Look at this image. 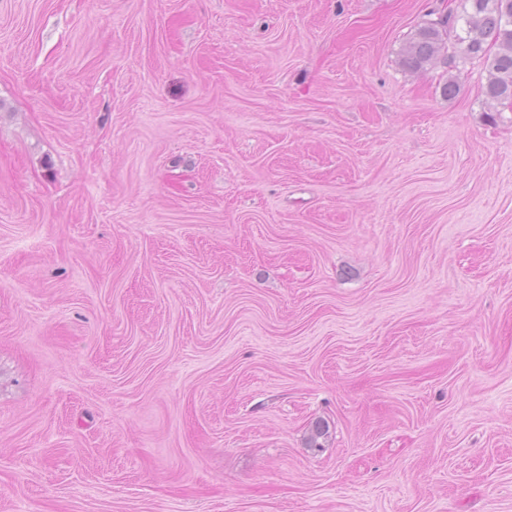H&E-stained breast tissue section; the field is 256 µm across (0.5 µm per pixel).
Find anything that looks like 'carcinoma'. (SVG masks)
<instances>
[{
    "label": "carcinoma",
    "mask_w": 512,
    "mask_h": 512,
    "mask_svg": "<svg viewBox=\"0 0 512 512\" xmlns=\"http://www.w3.org/2000/svg\"><path fill=\"white\" fill-rule=\"evenodd\" d=\"M471 9L448 13L420 25L400 52L402 66L419 70L437 59L453 62L455 52L487 63L485 96L512 100V0H469Z\"/></svg>",
    "instance_id": "carcinoma-1"
}]
</instances>
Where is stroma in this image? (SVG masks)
Listing matches in <instances>:
<instances>
[{
  "instance_id": "1",
  "label": "stroma",
  "mask_w": 512,
  "mask_h": 512,
  "mask_svg": "<svg viewBox=\"0 0 512 512\" xmlns=\"http://www.w3.org/2000/svg\"><path fill=\"white\" fill-rule=\"evenodd\" d=\"M443 1L0 0V512H512V104L402 68Z\"/></svg>"
}]
</instances>
